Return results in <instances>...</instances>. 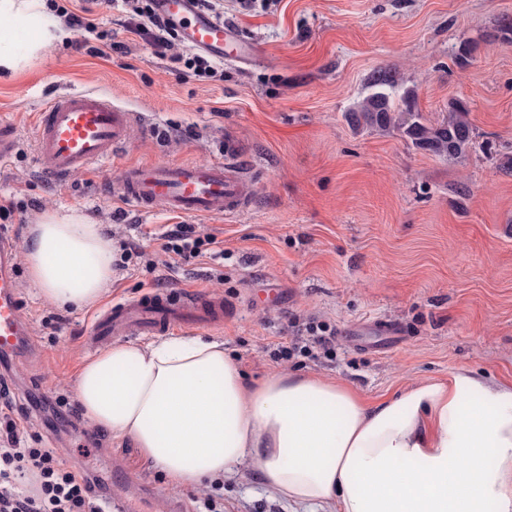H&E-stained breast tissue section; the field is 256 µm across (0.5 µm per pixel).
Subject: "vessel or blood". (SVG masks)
Returning <instances> with one entry per match:
<instances>
[{
  "instance_id": "obj_1",
  "label": "vessel or blood",
  "mask_w": 512,
  "mask_h": 512,
  "mask_svg": "<svg viewBox=\"0 0 512 512\" xmlns=\"http://www.w3.org/2000/svg\"><path fill=\"white\" fill-rule=\"evenodd\" d=\"M154 11L178 31L192 49L219 60L245 63L257 49L237 29L200 8L197 0H153ZM137 113L102 94L73 90L50 98L35 114L34 159L39 170L64 180L93 164L111 160L126 143ZM15 122L0 119V165L17 153ZM113 199L144 211L161 210L197 217H227L243 212L252 184L232 159L219 162L128 164L110 180ZM18 241L0 226V356L18 352L30 327L16 277ZM224 322V296L187 289L178 294L151 291L112 302L94 319L84 338L88 350L115 336H152L173 329L213 327Z\"/></svg>"
}]
</instances>
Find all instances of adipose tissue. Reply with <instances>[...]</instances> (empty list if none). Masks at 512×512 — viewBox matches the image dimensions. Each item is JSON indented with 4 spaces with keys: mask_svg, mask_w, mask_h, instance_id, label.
Here are the masks:
<instances>
[{
    "mask_svg": "<svg viewBox=\"0 0 512 512\" xmlns=\"http://www.w3.org/2000/svg\"><path fill=\"white\" fill-rule=\"evenodd\" d=\"M73 31L44 0H0V76ZM29 277L56 304L89 308L112 280V246L83 213L47 212L25 245ZM84 416L131 438L168 485L251 462L293 503L335 512H512V385L468 371L370 407L346 387L275 374L249 386L221 340L116 343L77 378Z\"/></svg>",
    "mask_w": 512,
    "mask_h": 512,
    "instance_id": "adipose-tissue-1",
    "label": "adipose tissue"
}]
</instances>
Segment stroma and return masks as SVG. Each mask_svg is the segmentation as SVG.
Here are the masks:
<instances>
[{
	"mask_svg": "<svg viewBox=\"0 0 512 512\" xmlns=\"http://www.w3.org/2000/svg\"><path fill=\"white\" fill-rule=\"evenodd\" d=\"M216 17L259 53L250 64L218 62L220 80L201 81L156 56L130 32L124 0H101L96 32L47 48L0 78V114L16 119L19 149L0 170L5 224L26 241L46 211L75 209L102 225L113 246L143 251L114 260L101 302L149 290L184 288L223 294L227 311L199 333L223 340L248 382L299 372L350 387L376 404L422 380L467 370L512 384V0H220ZM386 67L398 90L416 92V108L440 122L452 100H465L473 142L464 155L414 148L395 131H354L345 119L371 92L368 77ZM95 89L164 129L162 139L134 128L112 161L54 182L33 159L32 114L66 88ZM233 149L253 180L250 207L229 218H199L216 235L223 263H189L160 252L159 237L184 215L144 212L111 199L105 176L129 163L223 160ZM17 276L29 343L10 360L17 403L28 395L65 414L51 428L31 412L30 448H63L77 467L113 485L133 478L138 512H323L269 491L251 464L203 488L165 487L131 439H113L77 405V376L91 354L83 346L93 310L60 308ZM334 327L331 356L294 355L306 326ZM392 323L395 345L353 337L366 325Z\"/></svg>",
	"mask_w": 512,
	"mask_h": 512,
	"instance_id": "stroma-1",
	"label": "stroma"
}]
</instances>
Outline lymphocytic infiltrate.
I'll list each match as a JSON object with an SVG mask.
<instances>
[{
	"instance_id": "obj_1",
	"label": "lymphocytic infiltrate",
	"mask_w": 512,
	"mask_h": 512,
	"mask_svg": "<svg viewBox=\"0 0 512 512\" xmlns=\"http://www.w3.org/2000/svg\"><path fill=\"white\" fill-rule=\"evenodd\" d=\"M126 2L138 18L133 33L147 36L156 55L171 51L176 32L153 13L152 0ZM161 239L163 253L184 261L224 256L216 237L194 224L173 225ZM23 435L13 406H0V512H100L98 479L54 449L22 447Z\"/></svg>"
}]
</instances>
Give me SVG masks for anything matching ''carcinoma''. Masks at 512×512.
Instances as JSON below:
<instances>
[{
  "mask_svg": "<svg viewBox=\"0 0 512 512\" xmlns=\"http://www.w3.org/2000/svg\"><path fill=\"white\" fill-rule=\"evenodd\" d=\"M369 83L374 91L346 116L353 128L396 130L415 148L449 158L462 156L470 147L472 128L464 102H451L448 118L439 125H431L415 111L414 92L407 90L397 95L392 91L395 76L391 70L375 71Z\"/></svg>",
  "mask_w": 512,
  "mask_h": 512,
  "instance_id": "1",
  "label": "carcinoma"
}]
</instances>
